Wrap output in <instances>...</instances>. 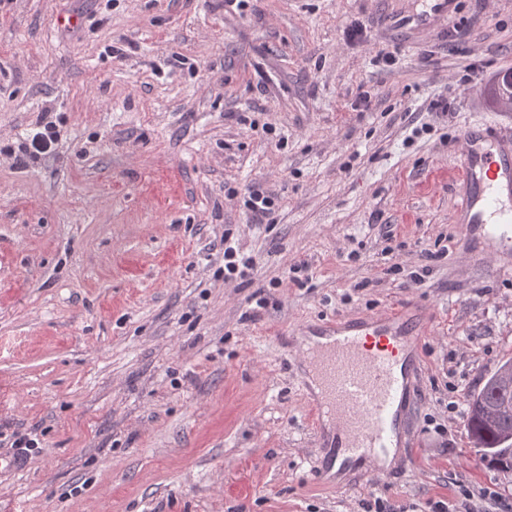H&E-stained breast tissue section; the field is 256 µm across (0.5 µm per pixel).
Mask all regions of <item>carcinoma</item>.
<instances>
[{
  "mask_svg": "<svg viewBox=\"0 0 512 512\" xmlns=\"http://www.w3.org/2000/svg\"><path fill=\"white\" fill-rule=\"evenodd\" d=\"M468 436L487 463L512 470V386H496L490 376L467 405Z\"/></svg>",
  "mask_w": 512,
  "mask_h": 512,
  "instance_id": "cac0c4a2",
  "label": "carcinoma"
}]
</instances>
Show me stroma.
<instances>
[{"mask_svg": "<svg viewBox=\"0 0 512 512\" xmlns=\"http://www.w3.org/2000/svg\"><path fill=\"white\" fill-rule=\"evenodd\" d=\"M424 8L0 6V148L57 133L41 158L0 155V434L41 443L0 472V512H512V471L465 427L512 359V272L470 261L451 150L488 121L512 138V0L391 23ZM256 185L278 199L263 224ZM228 238L256 258L230 284ZM408 308L426 319L402 457L327 473L295 328Z\"/></svg>", "mask_w": 512, "mask_h": 512, "instance_id": "1", "label": "stroma"}]
</instances>
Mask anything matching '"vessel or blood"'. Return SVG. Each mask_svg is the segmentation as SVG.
<instances>
[{
    "mask_svg": "<svg viewBox=\"0 0 512 512\" xmlns=\"http://www.w3.org/2000/svg\"><path fill=\"white\" fill-rule=\"evenodd\" d=\"M463 174L456 221L468 235L512 252V143L480 144L464 129L453 147ZM297 348L318 388L320 421L335 429L336 463L366 465L393 448L419 363L413 316L394 313L362 320L331 319L312 328Z\"/></svg>",
    "mask_w": 512,
    "mask_h": 512,
    "instance_id": "obj_1",
    "label": "vessel or blood"
}]
</instances>
